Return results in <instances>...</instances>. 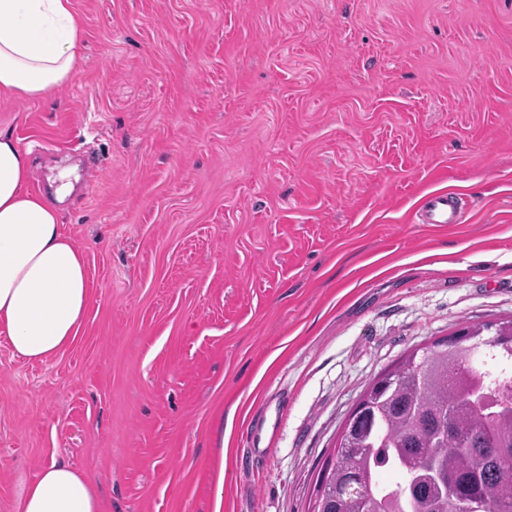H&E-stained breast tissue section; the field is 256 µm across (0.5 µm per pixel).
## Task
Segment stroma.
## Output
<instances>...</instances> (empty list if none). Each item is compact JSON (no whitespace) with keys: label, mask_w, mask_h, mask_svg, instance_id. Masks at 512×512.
<instances>
[{"label":"stroma","mask_w":512,"mask_h":512,"mask_svg":"<svg viewBox=\"0 0 512 512\" xmlns=\"http://www.w3.org/2000/svg\"><path fill=\"white\" fill-rule=\"evenodd\" d=\"M71 2L73 78L0 130L70 171L91 300L47 361L0 337V512L52 455L101 512H308L378 374L512 319V0ZM419 221L423 224L463 223L461 202L456 194L436 192L428 195L418 209Z\"/></svg>","instance_id":"obj_1"}]
</instances>
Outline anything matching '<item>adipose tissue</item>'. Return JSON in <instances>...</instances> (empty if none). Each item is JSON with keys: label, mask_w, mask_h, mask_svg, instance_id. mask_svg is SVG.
Listing matches in <instances>:
<instances>
[{"label": "adipose tissue", "mask_w": 512, "mask_h": 512, "mask_svg": "<svg viewBox=\"0 0 512 512\" xmlns=\"http://www.w3.org/2000/svg\"><path fill=\"white\" fill-rule=\"evenodd\" d=\"M80 42L71 0H0V91L37 99L69 81ZM31 159L0 131V334L15 356L45 361L78 335L90 303L82 252L58 198L28 191ZM84 472L49 458L16 512H100Z\"/></svg>", "instance_id": "ef3b65f1"}]
</instances>
